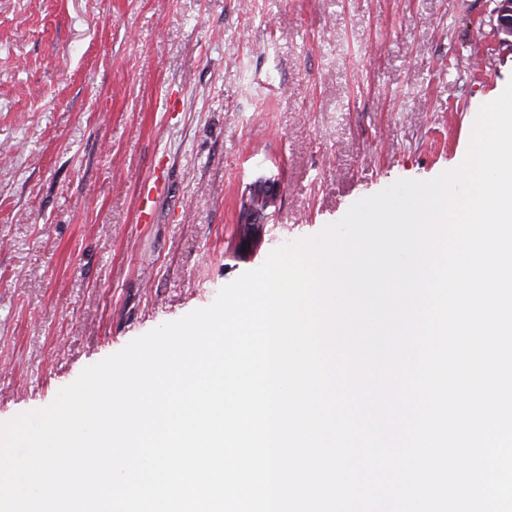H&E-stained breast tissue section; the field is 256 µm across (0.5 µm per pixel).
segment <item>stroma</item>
I'll return each instance as SVG.
<instances>
[{"label":"stroma","instance_id":"35a3bbf8","mask_svg":"<svg viewBox=\"0 0 512 512\" xmlns=\"http://www.w3.org/2000/svg\"><path fill=\"white\" fill-rule=\"evenodd\" d=\"M495 7L0 0V422L356 201L453 169L512 82ZM261 170L281 199L243 252Z\"/></svg>","mask_w":512,"mask_h":512}]
</instances>
